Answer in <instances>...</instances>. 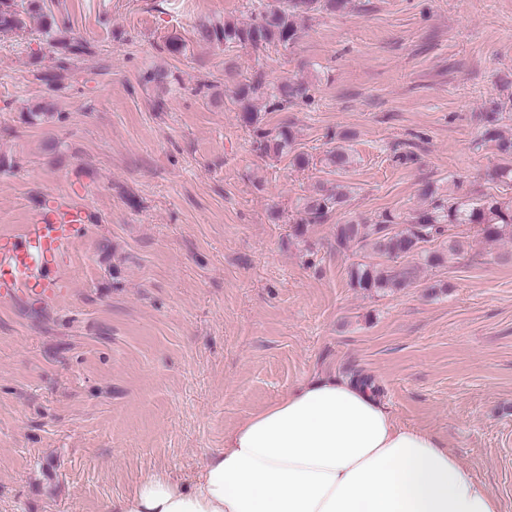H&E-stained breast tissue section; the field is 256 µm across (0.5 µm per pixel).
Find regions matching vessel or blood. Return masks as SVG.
<instances>
[{
  "label": "vessel or blood",
  "mask_w": 512,
  "mask_h": 512,
  "mask_svg": "<svg viewBox=\"0 0 512 512\" xmlns=\"http://www.w3.org/2000/svg\"><path fill=\"white\" fill-rule=\"evenodd\" d=\"M89 222L85 207L53 200L33 223L0 232V302L40 305L57 297L64 282L63 257Z\"/></svg>",
  "instance_id": "vessel-or-blood-1"
}]
</instances>
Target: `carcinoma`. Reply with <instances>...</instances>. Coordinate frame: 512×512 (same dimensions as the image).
Listing matches in <instances>:
<instances>
[{
    "label": "carcinoma",
    "instance_id": "cac0c4a2",
    "mask_svg": "<svg viewBox=\"0 0 512 512\" xmlns=\"http://www.w3.org/2000/svg\"><path fill=\"white\" fill-rule=\"evenodd\" d=\"M349 0H278V4L259 5L252 12L251 22L239 26L235 23L214 24L201 29L200 37L210 43L226 47L268 45L288 46L301 37V29L296 18L309 13L326 10L342 11ZM20 24L19 4L15 0H0V29H10ZM261 81H253L239 86L238 99L244 103L243 119L250 125L258 123L251 100L261 94ZM305 93L301 83H285L276 89L273 97L278 103L298 99ZM484 131L476 146L487 142L495 143L497 150L512 157V139L500 135L497 125L499 113L486 112L483 115ZM293 134L289 127L281 126L274 130H255L257 149L265 154L280 155L291 146ZM327 164L336 170H345L351 164L349 154L336 149L327 155ZM422 195L429 199L428 204L418 207L406 216L385 211L369 221L351 220L336 225V248L347 250L351 247L370 248L383 263H356L349 268L350 284L368 294L387 293L411 287L417 280L420 266L396 265L394 261L408 256H418L426 266L442 265L448 253L459 249L458 243L451 241L441 249L427 250L424 245L434 243L445 236L449 227L466 224L478 228L489 242H498L512 237V201H500L494 196L473 200L458 196L438 194L431 184H426ZM348 201V193L339 189L333 193L317 192L304 199L300 218L296 222L294 234L304 237L312 224H321L329 213L342 208Z\"/></svg>",
    "mask_w": 512,
    "mask_h": 512
}]
</instances>
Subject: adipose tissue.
I'll return each instance as SVG.
<instances>
[{
  "instance_id": "obj_1",
  "label": "adipose tissue",
  "mask_w": 512,
  "mask_h": 512,
  "mask_svg": "<svg viewBox=\"0 0 512 512\" xmlns=\"http://www.w3.org/2000/svg\"><path fill=\"white\" fill-rule=\"evenodd\" d=\"M106 512H501L432 434L352 379L311 378L228 433L189 483L145 478Z\"/></svg>"
}]
</instances>
